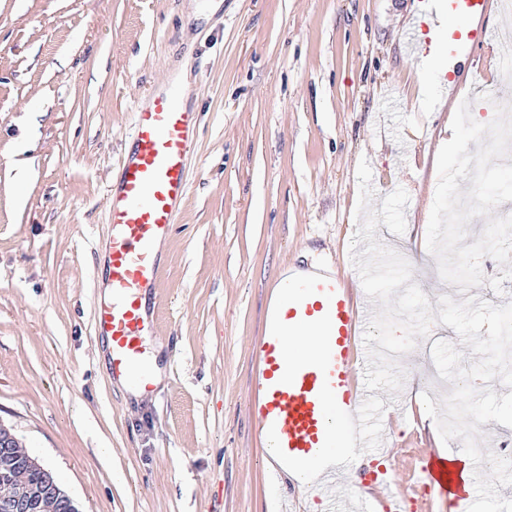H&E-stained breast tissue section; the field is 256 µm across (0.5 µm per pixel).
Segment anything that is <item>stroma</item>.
<instances>
[{
	"mask_svg": "<svg viewBox=\"0 0 512 512\" xmlns=\"http://www.w3.org/2000/svg\"><path fill=\"white\" fill-rule=\"evenodd\" d=\"M408 0H0V425L53 471L79 512H362L355 489L384 472L403 512H420L423 456L442 444L424 411L437 325L403 356L400 392H372V444L331 496L271 477L249 409L265 306L284 267L347 264L358 228L357 166L372 169L373 207L409 195L406 230L378 226L412 280L437 303L488 284L444 282L426 246L448 116L470 86L494 119L486 81L494 45L456 77L423 67L402 36ZM184 79L201 125L190 187L158 246L150 341L165 381L136 402L115 381L95 331L112 185L132 103Z\"/></svg>",
	"mask_w": 512,
	"mask_h": 512,
	"instance_id": "obj_1",
	"label": "stroma"
}]
</instances>
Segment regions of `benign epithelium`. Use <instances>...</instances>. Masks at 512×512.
I'll return each instance as SVG.
<instances>
[{
    "mask_svg": "<svg viewBox=\"0 0 512 512\" xmlns=\"http://www.w3.org/2000/svg\"><path fill=\"white\" fill-rule=\"evenodd\" d=\"M20 442L0 425V460L12 462L22 455L26 464L13 470L12 475L0 482V512H77L73 499L61 489L55 474L38 461L20 451ZM41 473L37 493L29 490V470Z\"/></svg>",
    "mask_w": 512,
    "mask_h": 512,
    "instance_id": "7a95c632",
    "label": "benign epithelium"
}]
</instances>
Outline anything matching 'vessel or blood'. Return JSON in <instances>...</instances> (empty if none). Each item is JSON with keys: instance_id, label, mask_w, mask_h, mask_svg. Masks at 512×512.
<instances>
[{"instance_id": "1", "label": "vessel or blood", "mask_w": 512, "mask_h": 512, "mask_svg": "<svg viewBox=\"0 0 512 512\" xmlns=\"http://www.w3.org/2000/svg\"><path fill=\"white\" fill-rule=\"evenodd\" d=\"M489 0H415L422 26L404 38L412 51L443 52L448 59L485 44L482 20ZM188 89L169 83L155 88L146 103L132 106L131 148L118 169L112 193L108 269L110 301L95 326L110 344L112 372L151 390L143 338L152 325L144 313L148 290L160 278L156 244L171 235L188 190L187 163L195 150L198 112L185 103ZM353 271L325 262L302 265L280 275L267 301L266 334L260 364L252 376L250 411L267 444L266 465L296 484L326 490L346 466L348 454L367 447L360 423L368 397L360 384L367 352L358 338L370 321ZM314 329L315 342L294 353L288 339ZM341 444L342 455L329 452ZM422 477L454 512H466L465 495L454 489L447 456L432 453Z\"/></svg>"}]
</instances>
